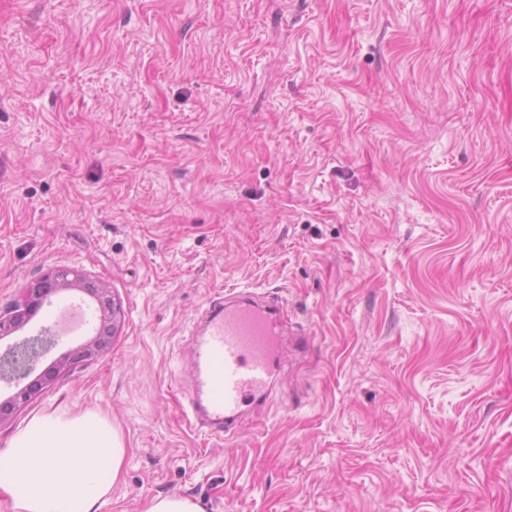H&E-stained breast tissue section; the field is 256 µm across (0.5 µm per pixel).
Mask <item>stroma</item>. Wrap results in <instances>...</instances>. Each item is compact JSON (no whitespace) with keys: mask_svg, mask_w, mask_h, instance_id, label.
Instances as JSON below:
<instances>
[{"mask_svg":"<svg viewBox=\"0 0 512 512\" xmlns=\"http://www.w3.org/2000/svg\"><path fill=\"white\" fill-rule=\"evenodd\" d=\"M59 266L123 316L0 448L99 412L102 512H512V0H0V309ZM232 288L302 342L207 436L174 376ZM192 499L181 496L155 497L147 512H201Z\"/></svg>","mask_w":512,"mask_h":512,"instance_id":"obj_1","label":"stroma"}]
</instances>
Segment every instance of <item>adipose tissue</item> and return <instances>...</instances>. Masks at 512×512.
<instances>
[{"mask_svg": "<svg viewBox=\"0 0 512 512\" xmlns=\"http://www.w3.org/2000/svg\"><path fill=\"white\" fill-rule=\"evenodd\" d=\"M124 458L98 412L37 416L0 449V491L13 512H102Z\"/></svg>", "mask_w": 512, "mask_h": 512, "instance_id": "adipose-tissue-1", "label": "adipose tissue"}]
</instances>
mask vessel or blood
<instances>
[{
    "label": "vessel or blood",
    "mask_w": 512,
    "mask_h": 512,
    "mask_svg": "<svg viewBox=\"0 0 512 512\" xmlns=\"http://www.w3.org/2000/svg\"><path fill=\"white\" fill-rule=\"evenodd\" d=\"M203 319L189 351L196 382L183 394L198 428L227 434L244 423L248 407L263 406L273 394L288 347L286 304L237 292L212 301Z\"/></svg>",
    "instance_id": "obj_1"
}]
</instances>
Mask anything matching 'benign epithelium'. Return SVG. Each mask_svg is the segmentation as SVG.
Returning a JSON list of instances; mask_svg holds the SVG:
<instances>
[{"instance_id":"benign-epithelium-1","label":"benign epithelium","mask_w":512,"mask_h":512,"mask_svg":"<svg viewBox=\"0 0 512 512\" xmlns=\"http://www.w3.org/2000/svg\"><path fill=\"white\" fill-rule=\"evenodd\" d=\"M80 292L94 301L98 313L95 334L85 342L53 355L60 338L49 326L21 336L0 351V382L15 392L0 398V424L11 420L21 405L30 401L74 365L93 361L111 347V336L122 314L109 286L76 268H61L34 280L24 297L0 312V341L23 329L50 298L59 293ZM49 364H44L45 360Z\"/></svg>"}]
</instances>
